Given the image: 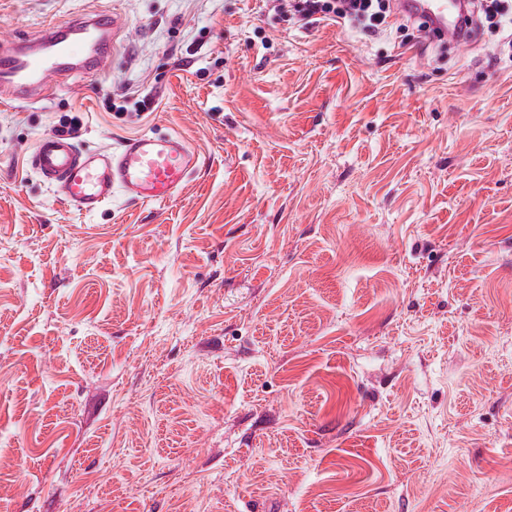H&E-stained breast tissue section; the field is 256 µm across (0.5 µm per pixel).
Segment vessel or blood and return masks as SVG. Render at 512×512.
I'll return each instance as SVG.
<instances>
[{
    "instance_id": "1",
    "label": "vessel or blood",
    "mask_w": 512,
    "mask_h": 512,
    "mask_svg": "<svg viewBox=\"0 0 512 512\" xmlns=\"http://www.w3.org/2000/svg\"><path fill=\"white\" fill-rule=\"evenodd\" d=\"M395 5L423 22L436 41L458 36L464 24L458 0H396ZM111 59L108 15L79 16L64 26L48 25L33 39L0 41V98L34 100L55 76L97 72ZM29 163L66 206L94 214L118 194L141 205L169 203L197 171L200 158L178 135L143 133L112 148L87 151L70 135L51 134L37 142Z\"/></svg>"
}]
</instances>
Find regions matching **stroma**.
<instances>
[{
    "label": "stroma",
    "mask_w": 512,
    "mask_h": 512,
    "mask_svg": "<svg viewBox=\"0 0 512 512\" xmlns=\"http://www.w3.org/2000/svg\"><path fill=\"white\" fill-rule=\"evenodd\" d=\"M96 13L107 71L0 102V512H512L498 26L448 51L262 0H0V39ZM73 120L202 165L77 213L27 166Z\"/></svg>",
    "instance_id": "stroma-1"
}]
</instances>
